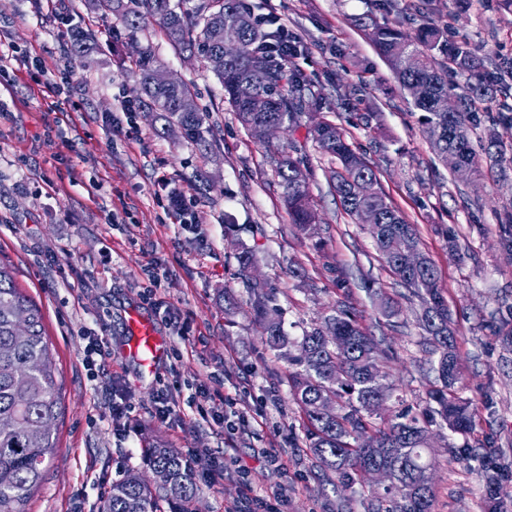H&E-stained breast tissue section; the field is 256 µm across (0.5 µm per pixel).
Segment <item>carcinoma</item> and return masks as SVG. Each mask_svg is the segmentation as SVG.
Listing matches in <instances>:
<instances>
[{"mask_svg":"<svg viewBox=\"0 0 512 512\" xmlns=\"http://www.w3.org/2000/svg\"><path fill=\"white\" fill-rule=\"evenodd\" d=\"M92 6L118 18L128 38L145 44L130 67L141 87L143 105L166 123L176 124L183 137L208 152L209 113L196 103L190 84L161 87L155 71L165 66L156 53L153 38L161 35L178 55L200 57L221 85L223 99L244 128L253 123L277 121L287 125L302 111L306 81L286 64L272 61L259 51L268 37L253 17L245 0H91ZM237 32L245 55L226 59L216 68L211 60L220 48L216 28ZM373 41L389 64L398 83L420 87L414 107L419 123L436 155L448 159V151L460 154L463 171H478L479 157L472 151L468 110L489 97L480 72L484 62L466 41L450 43L435 26L424 24L413 37L388 25L373 24ZM407 56L416 58L408 67ZM476 78L469 93L458 98L457 111L443 112L439 103L448 98V66ZM327 135L319 144L330 157V188L345 212L355 217L361 208H375L380 216L371 231L382 260L397 282L422 307L419 327L423 350L436 357L438 385L428 392L427 419L407 412L394 416L385 426L375 427L379 401H387L393 388L379 360V343L359 323L350 306L341 304L320 325L292 337L275 298L266 284L247 282L250 305L260 328L262 342L287 360L288 385L307 423L309 448L319 467L351 485L355 475L369 463L392 471L390 486L368 496L367 512H432L431 485L421 483L424 469L433 468L436 457L428 442L429 425L435 423L453 434L468 435L477 428L470 403L459 393L460 371L448 303L438 287L434 261L425 257L416 268L406 266L398 249L407 238L418 241L414 225L393 207L377 188L374 167L348 142L343 129L326 122ZM274 172L283 188V198L292 223L306 227L317 223L308 199V167L298 150L274 152ZM27 316V335H15L16 314ZM331 332L344 339L342 353L324 337ZM62 383L37 305L17 287L13 276L0 266V512H28L27 505L40 487L45 463L56 448L55 430L61 414ZM336 399L339 412L330 418L320 413V403ZM453 456L482 455L480 478L485 497L484 512H505L504 499L512 498V461L501 455L466 446H448ZM147 466L177 486L146 485L137 477L112 483L102 512H164L161 503L176 499L192 502L197 484L191 467L175 450L158 444L146 452Z\"/></svg>","mask_w":512,"mask_h":512,"instance_id":"cac0c4a2","label":"carcinoma"}]
</instances>
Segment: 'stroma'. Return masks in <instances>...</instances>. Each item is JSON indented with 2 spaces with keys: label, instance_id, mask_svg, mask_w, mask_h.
I'll return each instance as SVG.
<instances>
[{
  "label": "stroma",
  "instance_id": "35a3bbf8",
  "mask_svg": "<svg viewBox=\"0 0 512 512\" xmlns=\"http://www.w3.org/2000/svg\"><path fill=\"white\" fill-rule=\"evenodd\" d=\"M278 13L297 39L291 69L307 77L305 106L296 124L272 135L274 145L301 150L308 160V193L318 222L308 231L292 224L271 155L220 105L223 90L201 61L174 54L163 39L154 47L168 68L194 86L210 111L215 146L209 154L155 114L137 110L130 136L108 138L106 124L137 102L129 60L137 46L119 21L89 0H0V262L40 308L63 383L57 448L29 512H101L92 479L146 475L148 443L178 453L195 449L198 493L193 512H224L241 483L261 495L274 483L286 489L285 512H364L374 478L339 485L315 462L300 409L288 387V364L261 342L235 243L255 256V275L273 289L291 335L349 305L380 343L381 365L395 397L380 409L384 424L403 408L422 412L436 383L421 346L419 303L382 262L367 225L348 216L328 181L330 159L314 130L328 120L343 128L377 170L388 201L418 231L419 247L436 264L452 314L462 394L479 419L469 436L450 444L481 445L512 457V346L502 338L512 324V0H279ZM392 23L407 34L424 24L467 41L485 61L481 77L492 101L469 115L472 144L497 137L509 163L482 159L479 172L457 176L438 161L407 91L369 37L372 23ZM94 37L71 53L73 35ZM21 48L74 73V108L48 113L47 99L13 49ZM166 172L170 184L158 181ZM206 192H197L200 181ZM101 190H94V183ZM193 187L200 224L185 230L164 210L170 185ZM127 224H106L109 212ZM456 248H449V241ZM164 274L158 296L188 320L180 338L144 301L145 266ZM393 299L398 316L386 317ZM152 320L183 358L141 374L125 354V312ZM102 333L117 385L130 388V431L115 433L106 406L110 391L82 364L83 330ZM179 385L176 417L153 416L165 385ZM251 404L266 400L234 454L247 467L209 480L224 434L196 412L202 393ZM280 455L285 475L274 474L263 451ZM431 474L432 512H482L484 489L474 459L437 455Z\"/></svg>",
  "mask_w": 512,
  "mask_h": 512
}]
</instances>
